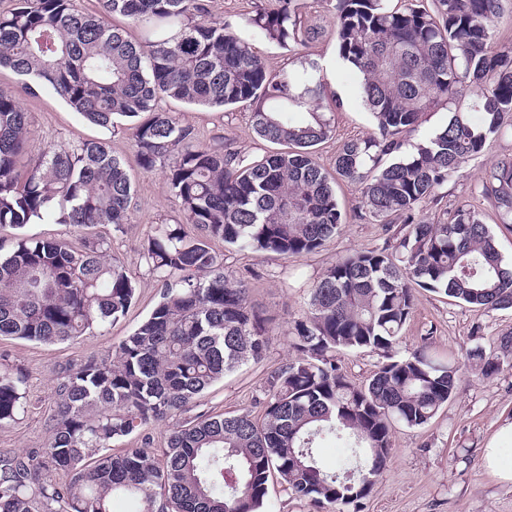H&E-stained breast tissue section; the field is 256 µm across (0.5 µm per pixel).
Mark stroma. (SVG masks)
<instances>
[{
  "label": "stroma",
  "instance_id": "stroma-1",
  "mask_svg": "<svg viewBox=\"0 0 512 512\" xmlns=\"http://www.w3.org/2000/svg\"><path fill=\"white\" fill-rule=\"evenodd\" d=\"M307 51L319 61L336 64V74L329 83L342 100L343 108L336 115L334 137L316 150L318 161L330 171L339 145L371 133L373 123L359 95L360 76L350 66L338 63L334 41L311 43ZM0 90L15 94L29 115L28 159H37L53 143L95 140L107 142L113 153L124 160L134 185L128 222L119 231L101 225L96 232L108 238L112 256L123 264L136 288L124 319L77 340L36 344L0 338V356L8 357L11 364L21 368L28 395V408L17 423L0 429L3 457L33 453L45 447L56 405L59 368L106 358L149 316L159 299L161 284L149 270L143 249L155 227L181 223L182 215L167 188L165 162H158L149 173L138 166L127 123L108 130L89 125L52 90L28 95L20 78L6 69L0 70ZM160 107L178 113L201 143L209 145L219 139L246 153L271 148L269 142L255 134L249 106L238 104L214 110L164 100ZM511 154L512 132L508 131L449 177L441 190V203H421L416 210L417 218L430 219L438 206L451 207L461 202L491 212L490 203L480 194L481 179L498 158ZM335 189L344 222L317 252L283 258L243 253L223 242H214V249L224 256L226 273L245 284L251 307L264 319L266 345L259 361L225 374L198 396L189 416L246 411L261 415L269 378L296 355L288 330L292 321L306 312L313 282L340 256L393 245L404 234L406 226L398 221L368 224L358 219L357 185L340 179ZM508 333H512V308L487 312L420 288L396 352L404 356L425 346L441 357L461 359L479 346L492 354L501 337ZM506 417L512 418V367H504L491 379L482 378L472 368H463L448 402L427 425H399L393 429L387 468L370 495L362 500L360 509L329 505L324 512H512V485L490 474L482 460L488 439L500 419Z\"/></svg>",
  "mask_w": 512,
  "mask_h": 512
}]
</instances>
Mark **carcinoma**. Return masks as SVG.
<instances>
[{"label": "carcinoma", "instance_id": "1", "mask_svg": "<svg viewBox=\"0 0 512 512\" xmlns=\"http://www.w3.org/2000/svg\"><path fill=\"white\" fill-rule=\"evenodd\" d=\"M331 19L306 15L303 0H252L233 23L213 18L207 0H11L0 10V69L26 92L46 87L89 123L131 121L145 172L169 159V192L184 221L162 224L143 256L161 282L150 315L110 357L57 373V409L46 448L0 457V512H112L120 495L133 512H263L269 477L314 504H357L387 467L394 424L421 427L451 397L460 364L421 348L395 354L415 288L486 310L512 308V263L481 212L469 204L433 221L417 206L439 199L448 175L483 152L512 116V48H500L494 18L512 0H329ZM148 28L141 41L108 22ZM291 52L270 72L239 29ZM332 36L338 57L361 76L360 96L376 132L339 148L335 172L358 185L357 217L409 230L392 249L338 260L310 289L308 310L289 335L297 355L271 376L263 414L197 415L170 430L162 455L108 452L114 439L182 414L224 375L262 356L266 328L247 289L224 273L215 240L283 257L317 251L343 223L316 148L335 132L343 102L321 64L299 51ZM476 89L469 96L465 87ZM252 107L256 135L280 149L247 154L196 142L194 130L158 107ZM446 125L409 144L428 115ZM149 114L142 120L140 115ZM28 113L0 90V230L34 220L88 228L127 223L132 181L102 141L53 144L23 163ZM483 195L512 221V155L485 173ZM135 287L104 238L78 247L19 237L0 259V336L64 342L125 317ZM340 349H369L386 362L364 384L336 364ZM512 358L479 346L467 361L484 378ZM25 378L0 365V426L25 411ZM347 449L334 466L320 441ZM67 476L63 483L49 473Z\"/></svg>", "mask_w": 512, "mask_h": 512}]
</instances>
